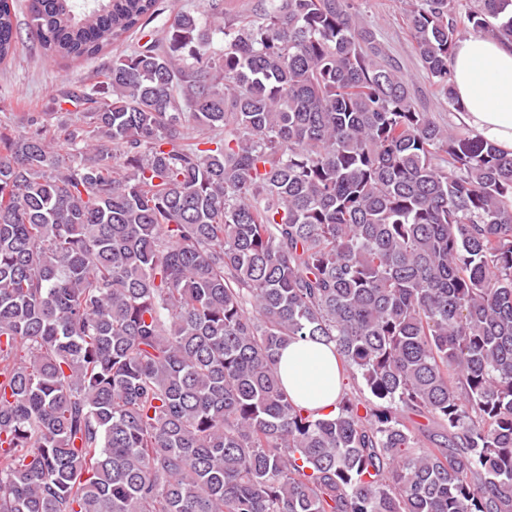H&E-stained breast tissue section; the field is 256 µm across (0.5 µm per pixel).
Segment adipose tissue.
Instances as JSON below:
<instances>
[{"label":"adipose tissue","instance_id":"obj_1","mask_svg":"<svg viewBox=\"0 0 512 512\" xmlns=\"http://www.w3.org/2000/svg\"><path fill=\"white\" fill-rule=\"evenodd\" d=\"M451 71L459 122L482 140L512 153V41L468 36L458 44ZM278 371L298 406L335 414L339 361L332 346L293 340L279 354Z\"/></svg>","mask_w":512,"mask_h":512}]
</instances>
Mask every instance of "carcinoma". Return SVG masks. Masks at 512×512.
I'll return each instance as SVG.
<instances>
[{
  "instance_id": "cac0c4a2",
  "label": "carcinoma",
  "mask_w": 512,
  "mask_h": 512,
  "mask_svg": "<svg viewBox=\"0 0 512 512\" xmlns=\"http://www.w3.org/2000/svg\"><path fill=\"white\" fill-rule=\"evenodd\" d=\"M476 2L406 10L454 107L459 40H512ZM27 10L67 59L160 15ZM207 15L75 121L0 123V512H512V155L419 111L353 0ZM299 336L334 345L333 417L280 383Z\"/></svg>"
}]
</instances>
